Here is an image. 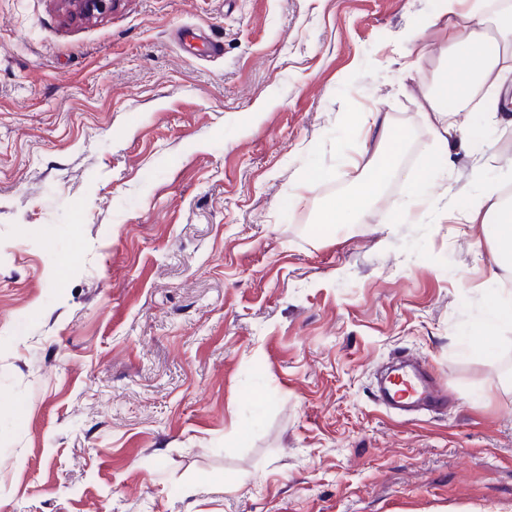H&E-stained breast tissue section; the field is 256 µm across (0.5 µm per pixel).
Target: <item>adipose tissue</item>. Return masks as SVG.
<instances>
[{
	"instance_id": "ef3b65f1",
	"label": "adipose tissue",
	"mask_w": 512,
	"mask_h": 512,
	"mask_svg": "<svg viewBox=\"0 0 512 512\" xmlns=\"http://www.w3.org/2000/svg\"><path fill=\"white\" fill-rule=\"evenodd\" d=\"M420 28L442 30V51L455 59L425 97L426 119L436 133L454 128L458 113L470 111L482 96L498 99V112L512 111V100L501 96L512 79V10L489 15L483 0H438L436 13L425 17ZM388 142L379 174L360 171L359 161H352L356 174L345 202L323 204V226L355 223L358 214L378 200L385 182L398 172L399 143L393 136ZM469 216L486 224L495 265L512 271V200L503 198L496 187H485L471 198Z\"/></svg>"
}]
</instances>
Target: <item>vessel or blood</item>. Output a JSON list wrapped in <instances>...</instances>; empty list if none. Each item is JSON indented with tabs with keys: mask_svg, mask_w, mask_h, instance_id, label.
<instances>
[{
	"mask_svg": "<svg viewBox=\"0 0 512 512\" xmlns=\"http://www.w3.org/2000/svg\"><path fill=\"white\" fill-rule=\"evenodd\" d=\"M448 394L433 377L427 365L409 360L401 361L395 376H384L378 399L399 413H411L421 408L443 405Z\"/></svg>",
	"mask_w": 512,
	"mask_h": 512,
	"instance_id": "1",
	"label": "vessel or blood"
}]
</instances>
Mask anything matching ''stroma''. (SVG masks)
Masks as SVG:
<instances>
[{
	"label": "stroma",
	"instance_id": "stroma-1",
	"mask_svg": "<svg viewBox=\"0 0 512 512\" xmlns=\"http://www.w3.org/2000/svg\"><path fill=\"white\" fill-rule=\"evenodd\" d=\"M436 9L0 0V512H512V326L480 346L512 274L463 218L512 125L429 127ZM387 129L398 176L325 231ZM421 174L447 205L397 223ZM402 355L446 410L380 406ZM123 0H57L70 23L87 22L115 11Z\"/></svg>",
	"mask_w": 512,
	"mask_h": 512
}]
</instances>
